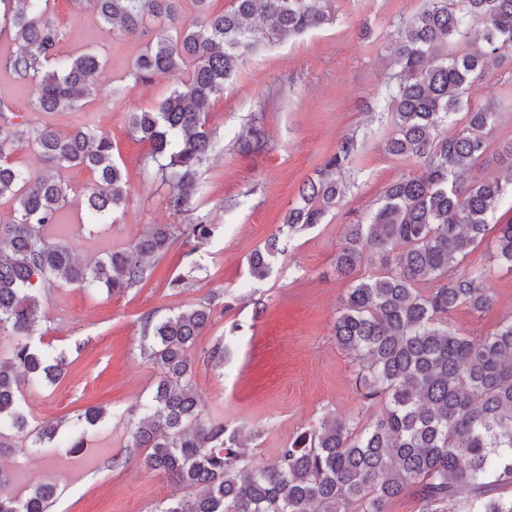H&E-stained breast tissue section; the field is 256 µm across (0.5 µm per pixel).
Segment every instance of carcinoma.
<instances>
[{"mask_svg": "<svg viewBox=\"0 0 512 512\" xmlns=\"http://www.w3.org/2000/svg\"><path fill=\"white\" fill-rule=\"evenodd\" d=\"M50 0H0V36L23 43L5 61L33 87L39 112H71L100 95L101 57L59 52L61 32L49 16ZM97 22L129 37L157 24L158 33L137 57L129 76L155 75L176 83L154 109L131 112L132 133L151 145L146 176H160L171 191L167 208L196 210L201 166L214 147L208 127L212 100L246 55L278 36L301 35L334 20L329 0H232L220 13L211 0H190L196 17L175 26L182 0H86ZM512 49V0H425L397 30L391 48L397 71L387 85L393 132L384 151L407 159L418 172L391 183L382 205L365 221L345 225L336 273L350 277L379 258L385 271L353 281L336 317L334 335L353 354L364 406L380 410L364 426L326 412L320 421L277 449L262 469L245 467L252 449L239 431L204 415L193 380L192 354L212 323L199 306L158 319L141 317V351L160 370L130 448L148 449L143 463L164 472L194 496L171 498L156 512H387L390 501L411 495L418 512H512V320L480 336L448 328L460 306L482 313L494 302L490 270L450 274L484 238L487 216L500 204L497 179L471 175L488 149L498 113L464 111L477 82ZM193 64L191 76L181 75ZM463 114L448 136L440 127ZM264 141L252 127L239 140L249 151ZM31 150L57 171H89L85 198L91 224L112 221L128 202V180L114 159L111 138L90 126L61 134L0 101V201L11 205L0 219V437L33 435L32 447L52 443L64 421L45 419L33 430L20 397V382L56 383L71 366L63 351L29 342L38 326L46 290L74 285L91 294L121 295L144 287L152 266L174 241L199 248L217 229L202 217L190 224H150L128 247L93 262L75 259L71 247L49 232L59 224L69 186L57 175H35L17 164ZM356 150L343 140L288 210L278 233L248 259L252 278L263 280L285 252L288 237L322 223L347 186L336 178ZM496 260L512 266V223L497 225ZM106 410L89 407L69 425V448L84 447L85 430ZM57 488L35 486L23 499L0 495V512H52Z\"/></svg>", "mask_w": 512, "mask_h": 512, "instance_id": "obj_1", "label": "carcinoma"}]
</instances>
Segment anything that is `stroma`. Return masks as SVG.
<instances>
[{
  "label": "stroma",
  "mask_w": 512,
  "mask_h": 512,
  "mask_svg": "<svg viewBox=\"0 0 512 512\" xmlns=\"http://www.w3.org/2000/svg\"><path fill=\"white\" fill-rule=\"evenodd\" d=\"M424 0H333V23L305 34L264 43L250 55L213 102L208 123L218 146L201 169L197 213L217 230L201 248L178 241L155 262L149 283L121 296L89 294L73 286L51 290L36 333L43 343L69 352L73 363L57 383L25 386L30 426L47 418H72L89 406L107 409L106 421L89 435L87 448L32 449L30 437L9 436L14 455H26L31 474L15 473L0 491L24 494L52 482L60 496L53 512H155L181 490L165 474L132 462L119 468L108 461L124 456L130 440L131 408L148 400L159 370L141 351L140 318L168 316L200 304L211 305L213 321L194 353V382L208 415L242 434H256L252 467L274 460L277 448L313 425L324 412L368 419L356 384L357 365L336 345L333 325L351 281L337 275L336 251L345 224L371 213L385 188L411 172L406 159L388 155L383 141L392 131L380 95L395 67L390 47L398 27L418 13ZM64 53L94 50L104 66L97 77L103 93L78 112L37 113L30 88L0 68V100L19 113L67 133L82 123L108 134L129 180V203L112 224H89L82 209L92 177L72 168L61 176L71 187L58 234L86 260L127 247L150 224H182L169 211L168 185L142 178L150 153L132 134L128 115L155 108L174 84L160 74L135 82L129 71L145 39H130L98 26L75 0H50ZM473 107L499 114L498 125L478 173L507 179L512 173L498 152L512 141V50L487 71L471 98ZM262 128L264 146L240 151L237 137ZM353 139L356 151L342 177L348 191L322 224L292 236L288 249L261 281L247 270L250 254L277 233L299 190L316 178L338 144ZM492 237L465 258L464 267L490 272L494 303L476 314L461 306L450 325L464 335H485L512 318V268L495 261ZM186 284L171 287L176 276ZM230 290L225 307L216 294ZM262 300L263 314L254 302ZM230 347L228 361L207 359L216 341Z\"/></svg>",
  "instance_id": "stroma-1"
}]
</instances>
